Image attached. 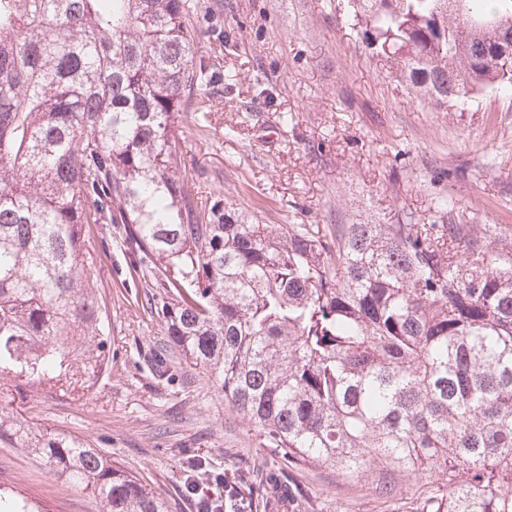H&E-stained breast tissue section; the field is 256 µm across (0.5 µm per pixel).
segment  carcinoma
<instances>
[{"label":"carcinoma","instance_id":"carcinoma-1","mask_svg":"<svg viewBox=\"0 0 512 512\" xmlns=\"http://www.w3.org/2000/svg\"><path fill=\"white\" fill-rule=\"evenodd\" d=\"M391 78L451 110L512 0H348ZM188 0H0V381L90 387L106 360L87 257L123 224L170 343L288 453L348 477L448 481L432 512H512V240L497 226L290 224L192 196L181 114L213 83ZM21 448L102 512H168L112 457L0 406Z\"/></svg>","mask_w":512,"mask_h":512}]
</instances>
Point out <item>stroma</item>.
<instances>
[{"label":"stroma","mask_w":512,"mask_h":512,"mask_svg":"<svg viewBox=\"0 0 512 512\" xmlns=\"http://www.w3.org/2000/svg\"><path fill=\"white\" fill-rule=\"evenodd\" d=\"M344 3L191 0L197 58L215 79L182 116L195 199L284 232L292 224H392L409 210L433 223L435 202L450 196L453 223L511 235L512 96L488 93L451 112L414 97L348 25ZM227 73L237 83L224 92L218 82ZM285 113L292 124L282 123ZM87 247L106 365L85 392L25 387L13 392V409L100 448L169 512H196L190 475L216 497L224 492L216 475H243L236 490L250 512H423L426 497L447 494L438 477H347L271 447L209 374L169 348L164 322L146 304L149 261L123 225H92ZM384 482L390 495L379 490ZM0 492L36 512H102L39 460L1 445Z\"/></svg>","instance_id":"stroma-1"}]
</instances>
